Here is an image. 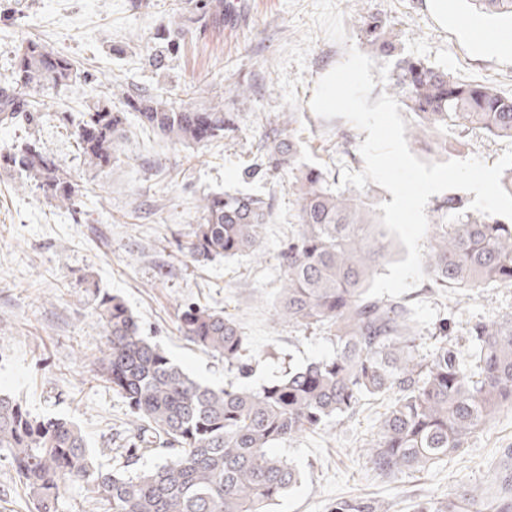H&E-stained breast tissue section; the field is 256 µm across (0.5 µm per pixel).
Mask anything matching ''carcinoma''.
Listing matches in <instances>:
<instances>
[{
	"instance_id": "carcinoma-1",
	"label": "carcinoma",
	"mask_w": 512,
	"mask_h": 512,
	"mask_svg": "<svg viewBox=\"0 0 512 512\" xmlns=\"http://www.w3.org/2000/svg\"><path fill=\"white\" fill-rule=\"evenodd\" d=\"M471 2L489 15L512 17V0ZM174 5L177 19L154 34L149 62L155 68L179 51L184 17L201 29L224 24V0H174ZM363 35L377 54L395 59L383 90L417 117L412 143L441 135L446 149V137L454 132L461 146L472 129L512 140V97L400 56L395 29L379 18L363 22ZM80 78L71 58L41 40H22L11 77L0 86V123L19 117L34 122L35 93L69 87ZM114 95L110 91L89 107L75 132L84 163L97 170L116 157L129 111L173 143H209L229 129L230 117L216 106L177 107L161 94L124 90L125 110L115 111ZM264 148L267 169H288L297 205L298 229L279 255L283 288L274 317L301 331L327 334L333 355L290 366L257 387L233 381L203 385L142 336L118 296L102 295L97 309L106 342L99 363L134 416L135 442L121 455L123 461L103 470L74 422L36 417L15 397L0 393V458L14 470L33 512H59L62 491L77 480L87 484L98 512H271L300 480V472L272 448L323 429L365 397L391 398L377 438L366 449L372 468L387 474L447 460L502 406L512 405V313L473 324L462 348L448 341V323L427 335L403 300L365 296L391 251L372 197L335 191L327 172L298 165L291 129H273ZM0 168L18 170L61 207L74 206L79 196L71 174L34 143L1 151ZM198 209L190 252L200 261L257 253L272 219L267 199L238 190L208 195ZM423 269L434 288L479 294L490 285L512 287V223L473 214L463 195L446 197L433 207ZM179 331L240 377L253 372L248 337L224 312L189 307L179 317ZM429 338L435 343L424 353ZM154 451L163 454L160 464L134 468ZM462 508L512 512V503L496 504L488 491L466 485L455 498L421 503L416 512ZM330 512L388 509L338 500Z\"/></svg>"
}]
</instances>
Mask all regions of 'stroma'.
I'll return each instance as SVG.
<instances>
[{
    "mask_svg": "<svg viewBox=\"0 0 512 512\" xmlns=\"http://www.w3.org/2000/svg\"><path fill=\"white\" fill-rule=\"evenodd\" d=\"M235 6L233 26L190 29L165 68L146 62L156 30L172 19L170 0H0V81L12 70L22 38L39 37L88 73L80 90L64 88L40 97V119L0 124V151L31 138L71 173L84 194L71 209L55 206L15 171H0V391L19 399L36 416L63 417L85 431L96 462L111 468L127 445L132 416L127 403L97 372L105 338L95 292L121 297L143 336L197 381L220 385L232 374L223 360L181 336L178 318L189 305H205L234 318L259 362L250 377L260 385L288 365L329 355L323 333H304L276 322L282 286L278 255L296 222L297 206L286 172L263 168L261 145L273 127H291L300 163L328 168L331 183L342 168L364 167L359 151L341 142L367 135L343 118L318 117L310 108L317 80L345 57L342 46L316 35L301 77L297 107L283 103L277 65L284 46L312 27L314 0H226ZM352 43L370 53L362 36L365 16L399 31L402 55L424 60L465 81L493 86L512 96V52L490 53L480 37L512 33V19L478 12L470 0H336ZM148 92L164 91L176 105H217L234 117L223 139L181 145L129 116L119 134L120 151L100 171L80 158L74 131L89 104L102 98V82ZM249 85L247 101L235 85ZM507 141L469 132L463 150L441 152L411 145L424 162L479 157L494 164ZM266 196L273 202L257 255L199 261L188 243L201 198L227 190ZM421 327L434 330L448 319V337L464 342L471 324L512 312V288L481 295L458 294L446 306L426 285L407 292ZM390 404L365 398L358 410L331 420L323 430L280 444L276 454L301 474L299 484L273 512H328L339 499H375L389 512H414L417 504L455 497L471 483L512 500L503 477L512 468V406L472 436L447 463L420 472L385 475L364 450Z\"/></svg>",
    "mask_w": 512,
    "mask_h": 512,
    "instance_id": "stroma-1",
    "label": "stroma"
}]
</instances>
